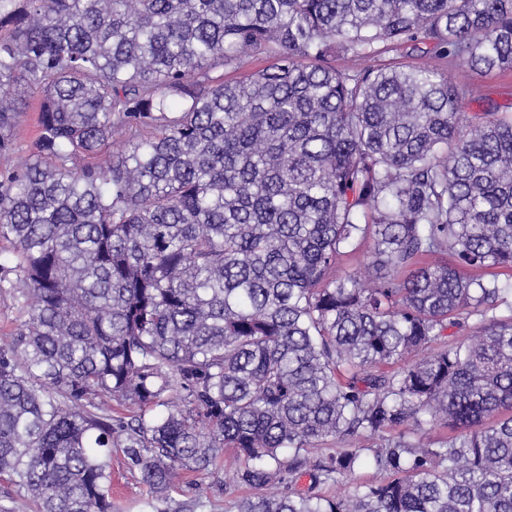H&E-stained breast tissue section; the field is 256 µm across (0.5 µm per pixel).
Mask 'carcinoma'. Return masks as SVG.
<instances>
[{
    "label": "carcinoma",
    "mask_w": 512,
    "mask_h": 512,
    "mask_svg": "<svg viewBox=\"0 0 512 512\" xmlns=\"http://www.w3.org/2000/svg\"><path fill=\"white\" fill-rule=\"evenodd\" d=\"M420 44L512 71V0H0V152L41 96L0 171V476L38 512H112L114 448L153 512L228 452L236 512H512V113L334 65ZM38 99L39 97L35 95L34 99L30 100L29 109L27 112H25L26 114L22 123L16 129V153L9 156L8 158H4L0 154V170L3 169L6 165L12 166L17 164L21 158L25 157L28 146L37 134L36 118L38 112H36V110L38 107ZM25 317L8 293L0 292V336L8 334Z\"/></svg>",
    "instance_id": "1"
}]
</instances>
